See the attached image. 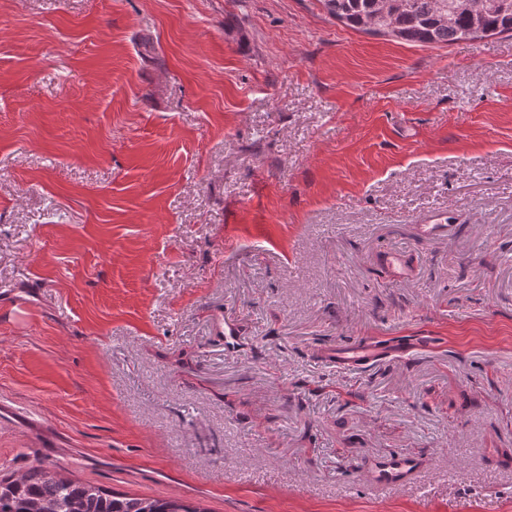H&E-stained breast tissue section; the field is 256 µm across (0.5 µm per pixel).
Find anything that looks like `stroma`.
Instances as JSON below:
<instances>
[{
    "label": "stroma",
    "instance_id": "35a3bbf8",
    "mask_svg": "<svg viewBox=\"0 0 512 512\" xmlns=\"http://www.w3.org/2000/svg\"><path fill=\"white\" fill-rule=\"evenodd\" d=\"M401 336L431 344L322 355ZM39 464L207 512H512V35L0 0V475ZM416 347L404 341L390 344L360 342L350 345H338L331 353V362L336 368H353L370 365L388 357H400L409 354ZM416 461L410 455L386 458L377 466L376 479L381 487L404 483L415 472Z\"/></svg>",
    "mask_w": 512,
    "mask_h": 512
}]
</instances>
